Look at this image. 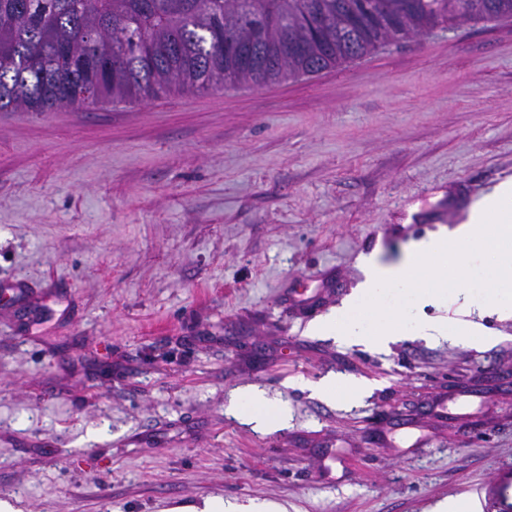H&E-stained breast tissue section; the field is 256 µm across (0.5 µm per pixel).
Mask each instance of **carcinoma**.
Instances as JSON below:
<instances>
[{"instance_id":"1","label":"carcinoma","mask_w":512,"mask_h":512,"mask_svg":"<svg viewBox=\"0 0 512 512\" xmlns=\"http://www.w3.org/2000/svg\"><path fill=\"white\" fill-rule=\"evenodd\" d=\"M512 0H0V112L311 77Z\"/></svg>"}]
</instances>
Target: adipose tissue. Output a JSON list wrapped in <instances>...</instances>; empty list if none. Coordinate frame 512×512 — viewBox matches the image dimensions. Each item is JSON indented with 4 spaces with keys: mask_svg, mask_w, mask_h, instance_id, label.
Segmentation results:
<instances>
[{
    "mask_svg": "<svg viewBox=\"0 0 512 512\" xmlns=\"http://www.w3.org/2000/svg\"><path fill=\"white\" fill-rule=\"evenodd\" d=\"M360 266L362 280L340 307L311 323V333L380 350L411 330L486 343L485 315L512 319V180L477 201L464 224L411 242L399 263L386 265L372 254ZM451 302L459 305L460 319L423 312ZM227 409L263 433L288 425L287 408L271 406L256 389L232 393Z\"/></svg>",
    "mask_w": 512,
    "mask_h": 512,
    "instance_id": "ef3b65f1",
    "label": "adipose tissue"
}]
</instances>
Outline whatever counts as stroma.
I'll return each instance as SVG.
<instances>
[{
    "mask_svg": "<svg viewBox=\"0 0 512 512\" xmlns=\"http://www.w3.org/2000/svg\"><path fill=\"white\" fill-rule=\"evenodd\" d=\"M512 179V19L310 78L0 112V498L161 512H512V320L490 342L317 336L374 253ZM364 382L329 404L311 383ZM247 386L288 406L260 433ZM226 409L263 433L282 429L288 425V409L275 406L270 410L269 400L262 391L257 389L247 388L232 393ZM183 512H288L280 503L271 500L252 501L242 505L224 497H212L202 500L201 505L184 508Z\"/></svg>",
    "mask_w": 512,
    "mask_h": 512,
    "instance_id": "1",
    "label": "stroma"
}]
</instances>
